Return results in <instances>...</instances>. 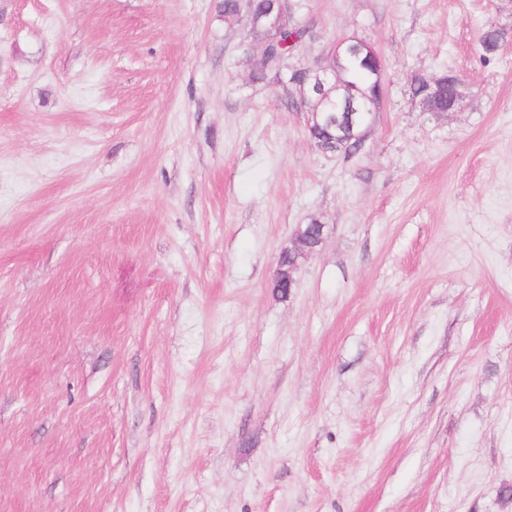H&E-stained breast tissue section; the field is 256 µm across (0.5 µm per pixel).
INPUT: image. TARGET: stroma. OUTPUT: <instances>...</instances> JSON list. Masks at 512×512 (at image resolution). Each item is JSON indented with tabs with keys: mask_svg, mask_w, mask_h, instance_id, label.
Wrapping results in <instances>:
<instances>
[{
	"mask_svg": "<svg viewBox=\"0 0 512 512\" xmlns=\"http://www.w3.org/2000/svg\"><path fill=\"white\" fill-rule=\"evenodd\" d=\"M289 2L352 157L223 0H0V512H512V0ZM368 56L373 61L371 81L377 87L379 101L373 106L376 108L382 97L383 90V63L376 49L369 43L356 36L342 37L336 40L332 50L325 60L319 61L314 66L292 67L290 70H300L306 73L308 78L307 88L301 89V103L305 106L312 95L323 96L338 90L340 67L345 61L347 70L342 78L346 89L338 98L319 107L321 118L319 126L312 125V134L321 139L325 145L336 150V153L349 155L352 149L358 147V139L348 141L351 135V125L347 120L352 101L357 104L359 99L365 100L370 107L376 100L373 90L370 88V80L366 69L359 60L351 57ZM448 88L452 90V96L448 101ZM470 93L469 85L466 81L455 74H448V87H445L439 98L435 102V106L439 109H448L444 112H456L460 103L465 99Z\"/></svg>",
	"mask_w": 512,
	"mask_h": 512,
	"instance_id": "stroma-1",
	"label": "stroma"
}]
</instances>
